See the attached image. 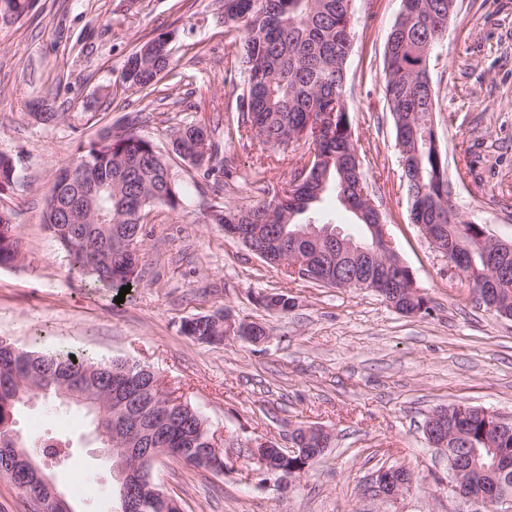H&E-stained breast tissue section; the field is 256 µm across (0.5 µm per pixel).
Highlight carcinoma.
<instances>
[{
  "label": "carcinoma",
  "mask_w": 512,
  "mask_h": 512,
  "mask_svg": "<svg viewBox=\"0 0 512 512\" xmlns=\"http://www.w3.org/2000/svg\"><path fill=\"white\" fill-rule=\"evenodd\" d=\"M450 0H402L401 11L387 37L385 48V90L393 93L397 107L389 109L399 117L394 125L396 144L401 146L402 182L411 212L417 224H446L448 211L455 210L448 199V158L425 146L426 122L436 108V92L421 80L426 75V57L422 47L438 44L448 31ZM35 0H0V14L29 13ZM224 24L243 27L240 58L243 86L239 94V111L246 136L263 146L279 148L299 140L309 143L312 178L291 182L287 191L273 193L239 210H216L211 215L215 224H268L270 231L288 243V257L310 259L316 254L313 244L292 237L303 223L298 217L310 205L328 193L336 200L346 198L343 207H362L370 196L362 170L356 168V145L351 139V121L345 96L346 65L354 42L352 0H224ZM164 72L152 74L133 68L128 71L129 85L152 89L174 68L164 63ZM335 114L327 127L315 128L319 114ZM141 115L127 119L119 135L102 130L98 137L82 144L68 164L88 160L101 181H108L99 192L95 206L107 220L105 224H61L54 220L58 205L75 197V189L64 184V169L50 188L45 209V222L67 252L71 270L91 283L120 289L138 280L140 257L124 246V240L135 235L137 226L121 217L138 203L147 208L162 204L175 209L182 202L178 189L164 180L168 162L155 143L137 133ZM207 132L205 126L190 121L171 134V149L189 165L204 168L214 179L229 175L224 162L218 160L216 144L207 161L199 164L187 158L196 140ZM16 165L0 155V190L14 183ZM450 224V223H448ZM451 237L444 246L459 250L466 259L484 268V257L496 253L498 240L488 236L480 239V231L454 214L450 224ZM21 261L18 225L12 213L0 211V267H13ZM401 291L392 295L395 308L405 315H423L430 311L429 300L415 283L405 278ZM184 332L200 343L219 344L224 341L214 324L200 316L184 323ZM129 378L150 390L157 375L149 367L125 359L102 362L90 355L71 352H40L18 348L14 351L0 345V448H21L36 459L55 457L62 452L55 444L32 438L24 439L14 428L17 410L33 397L57 400L59 382L68 380L85 393L81 407L96 415L95 403L107 414L118 406L131 404L126 394H112V381ZM448 417L446 449L454 453L461 448H476L480 462L491 457L488 440L489 423L480 408L451 404L438 408ZM209 428L196 408L184 403L173 406L169 423L158 429V441H146V447H206ZM258 456L274 468L288 471L290 478L300 476L297 459L288 460L279 447L270 444L256 449ZM452 480L467 484L487 483L500 498L512 501V468L506 472L473 470L454 476Z\"/></svg>",
  "instance_id": "1"
}]
</instances>
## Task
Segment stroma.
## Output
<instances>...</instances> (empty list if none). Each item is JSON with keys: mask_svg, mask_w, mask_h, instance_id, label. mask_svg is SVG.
I'll return each mask as SVG.
<instances>
[{"mask_svg": "<svg viewBox=\"0 0 512 512\" xmlns=\"http://www.w3.org/2000/svg\"><path fill=\"white\" fill-rule=\"evenodd\" d=\"M353 4V139L392 247L430 301L428 316L401 314L369 289L288 280L210 222L213 211L260 200L262 188L284 190L308 154L300 142L281 152L238 135L240 41L224 26V0H36L26 16L0 23V154L17 172L0 210L13 212L24 256L0 268V338L151 366L211 432L229 437L224 473L155 463V482L183 512H469L445 489L448 454L429 445L423 421L453 403L512 417V320L479 305L472 283L449 270L412 223L401 185L384 93L386 39L401 0ZM163 32L180 81L163 79L152 93L120 83L127 57ZM430 77L452 202L464 220L512 242V0H457ZM35 101L62 113L61 123L31 119ZM139 112L147 120L138 134L166 153L184 202L151 208L138 283L119 304L112 289L70 275L43 212L80 143ZM188 120L206 126L231 165L223 184L170 154L173 129ZM281 291L295 301L288 313L258 304V295ZM219 310L265 324L268 341L208 345L184 333L186 321ZM309 425L329 430L332 444L287 492L249 477L246 444L284 448ZM16 427L68 440L75 458L57 474L61 487L76 512H110L111 462L83 409L38 398L20 408ZM393 465L410 470L413 484L383 504L372 479Z\"/></svg>", "mask_w": 512, "mask_h": 512, "instance_id": "obj_1", "label": "stroma"}]
</instances>
